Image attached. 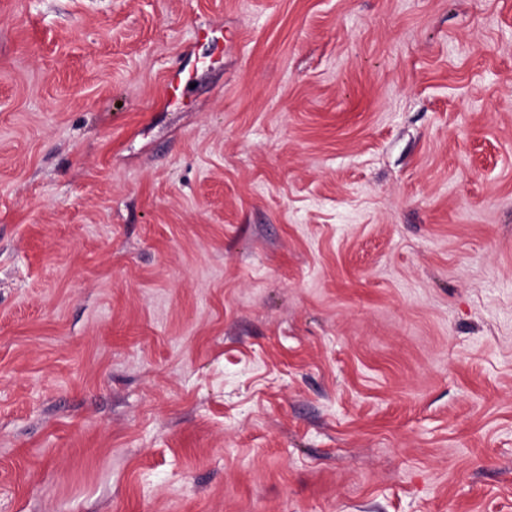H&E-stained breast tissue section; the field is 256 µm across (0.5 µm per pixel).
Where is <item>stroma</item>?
<instances>
[{"label": "stroma", "instance_id": "stroma-1", "mask_svg": "<svg viewBox=\"0 0 512 512\" xmlns=\"http://www.w3.org/2000/svg\"><path fill=\"white\" fill-rule=\"evenodd\" d=\"M0 512H512V0H0Z\"/></svg>", "mask_w": 512, "mask_h": 512}]
</instances>
